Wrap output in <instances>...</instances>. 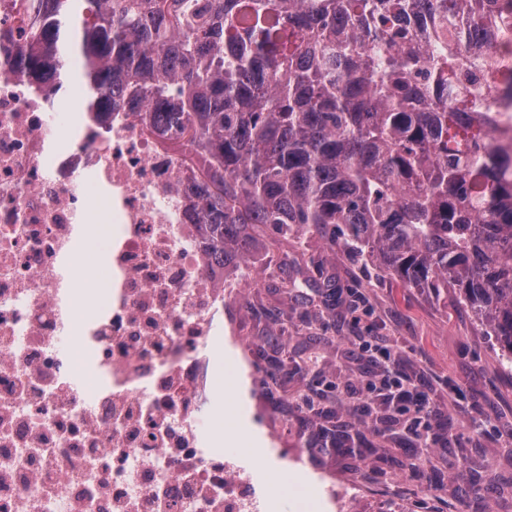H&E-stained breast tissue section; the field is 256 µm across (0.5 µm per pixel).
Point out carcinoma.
Wrapping results in <instances>:
<instances>
[{"label": "carcinoma", "instance_id": "cac0c4a2", "mask_svg": "<svg viewBox=\"0 0 512 512\" xmlns=\"http://www.w3.org/2000/svg\"><path fill=\"white\" fill-rule=\"evenodd\" d=\"M512 0H49L21 49L88 110L142 97L205 155L224 263L340 230L407 288L458 289L512 364V161L491 146Z\"/></svg>", "mask_w": 512, "mask_h": 512}]
</instances>
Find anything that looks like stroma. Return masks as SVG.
I'll use <instances>...</instances> for the list:
<instances>
[{
    "mask_svg": "<svg viewBox=\"0 0 512 512\" xmlns=\"http://www.w3.org/2000/svg\"><path fill=\"white\" fill-rule=\"evenodd\" d=\"M259 281L231 311L255 347L265 403L256 405L236 379L223 337H213L214 381L203 421L231 412L228 434H213V450L239 439L260 481L284 477L276 512H301L293 488L312 489L322 470L355 473L371 491L363 512H512V366H505L487 329L458 300L456 289L406 288L369 262L351 259L329 236L297 233L288 241L260 238ZM331 258L336 299L328 301L315 264ZM307 285L294 288L296 266ZM376 336L401 360V371L433 400L427 458L410 465L417 447L412 414L362 394L381 386L380 350L361 351ZM288 432V450L307 451L302 466L284 467L269 437ZM480 472L481 497L466 496Z\"/></svg>",
    "mask_w": 512,
    "mask_h": 512,
    "instance_id": "1",
    "label": "stroma"
}]
</instances>
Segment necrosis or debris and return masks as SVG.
<instances>
[{
  "mask_svg": "<svg viewBox=\"0 0 512 512\" xmlns=\"http://www.w3.org/2000/svg\"><path fill=\"white\" fill-rule=\"evenodd\" d=\"M42 0H0V512H274L200 413L212 337L256 370L227 306L259 266L213 262L186 139L139 107L54 110V79L22 67ZM110 239L100 274L81 241ZM97 378H75L72 336Z\"/></svg>",
  "mask_w": 512,
  "mask_h": 512,
  "instance_id": "necrosis-or-debris-1",
  "label": "necrosis or debris"
}]
</instances>
